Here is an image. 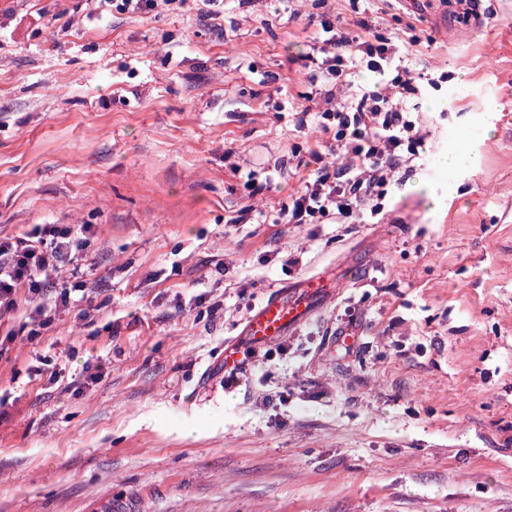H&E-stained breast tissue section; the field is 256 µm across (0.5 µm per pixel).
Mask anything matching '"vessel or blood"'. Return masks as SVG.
<instances>
[{
    "label": "vessel or blood",
    "instance_id": "obj_1",
    "mask_svg": "<svg viewBox=\"0 0 512 512\" xmlns=\"http://www.w3.org/2000/svg\"><path fill=\"white\" fill-rule=\"evenodd\" d=\"M321 298L317 278L304 280L295 294L274 295L260 304L248 317L244 334L256 346H264L287 335L303 323L314 311Z\"/></svg>",
    "mask_w": 512,
    "mask_h": 512
}]
</instances>
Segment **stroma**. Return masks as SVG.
Instances as JSON below:
<instances>
[{
	"instance_id": "obj_1",
	"label": "stroma",
	"mask_w": 512,
	"mask_h": 512,
	"mask_svg": "<svg viewBox=\"0 0 512 512\" xmlns=\"http://www.w3.org/2000/svg\"><path fill=\"white\" fill-rule=\"evenodd\" d=\"M466 2L0 0V235L94 231L92 303L0 319V512H512V0ZM318 7L418 25L428 150L380 223L240 221L330 150L298 123ZM317 275L225 387L253 310ZM96 8L103 3L111 6V11L118 14H138L156 8L177 9L182 7L186 0H98ZM95 8V9H96Z\"/></svg>"
}]
</instances>
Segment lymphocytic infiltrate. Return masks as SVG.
<instances>
[{
  "label": "lymphocytic infiltrate",
  "instance_id": "lymphocytic-infiltrate-1",
  "mask_svg": "<svg viewBox=\"0 0 512 512\" xmlns=\"http://www.w3.org/2000/svg\"><path fill=\"white\" fill-rule=\"evenodd\" d=\"M317 23V44L306 56L314 65L308 81L323 95L320 128L332 137L336 159L329 163L320 151H309V177L284 215L291 224L329 217L376 224L396 170L426 151L413 101L420 88L410 69L420 38L411 35L398 46L364 13L348 21L321 16ZM90 230L87 224H37L23 235L0 237V316L18 309V288L39 298L46 282L74 264ZM72 294L62 288L52 305L39 298L30 321L47 324L72 304Z\"/></svg>",
  "mask_w": 512,
  "mask_h": 512
}]
</instances>
